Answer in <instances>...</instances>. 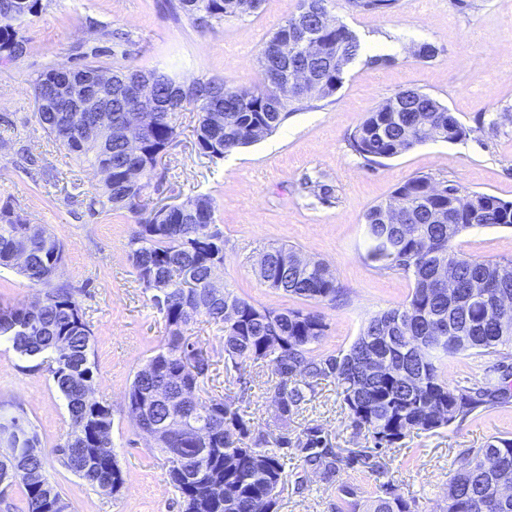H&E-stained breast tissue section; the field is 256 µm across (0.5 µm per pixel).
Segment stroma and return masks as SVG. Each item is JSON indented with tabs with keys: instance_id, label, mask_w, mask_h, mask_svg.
<instances>
[{
	"instance_id": "1",
	"label": "stroma",
	"mask_w": 512,
	"mask_h": 512,
	"mask_svg": "<svg viewBox=\"0 0 512 512\" xmlns=\"http://www.w3.org/2000/svg\"><path fill=\"white\" fill-rule=\"evenodd\" d=\"M38 14L18 26L27 51L0 61V207L8 205L28 223L47 229L64 246L59 282L80 294L92 330L96 363L94 396L112 409V450L124 484L106 496L63 468L53 453L70 430L66 401L51 376L0 344V404H20L38 434L44 475L68 503V512H182L168 468L131 418L127 392L142 369L167 342L165 322L139 284L127 256L134 230L123 210L90 214L89 198L98 176L77 163L33 118L32 84L48 67L77 64L84 56L106 69L131 66L157 70L185 81L221 78L249 90L262 81L257 56L262 44L299 0H262L252 13L205 30L188 18L174 19L164 0H41ZM331 15L352 30L361 51L349 65L332 104L293 114L271 135L213 164L194 147V108L177 112V137L157 170L152 205L182 202L207 193L216 205L224 235V265L218 281L233 294L265 308L318 311L327 329L314 350L348 349L367 320L402 306L413 277L382 272L368 258L364 222L374 205L391 200L409 178L426 174L453 180L471 191L512 202V0H398L392 14L362 11L349 0H333ZM128 33V55L113 53V30ZM397 44L386 52V43ZM437 56L419 62L421 43ZM436 98L468 134L455 143L429 141L382 164L367 166L348 138L385 99L405 89ZM331 186L332 206L320 205L304 177ZM278 246L324 262L345 303L331 306L269 288L257 275L261 256ZM461 253L480 259H512V227H473L455 241ZM186 335L209 362L202 398L233 401L268 441L280 435L304 437L321 428L334 451L367 448L365 431L355 429L336 383L325 381L312 401L281 420L271 395L275 379L266 365L238 369L224 360V327L197 318ZM450 386L474 376L512 374V359L463 353L437 363ZM512 437V399L477 411L437 433H410L385 457L387 473L345 469L338 483L374 500L388 480L418 512H442L448 485L473 449L491 438ZM286 482L278 512H338V483L304 471L298 453L285 465Z\"/></svg>"
}]
</instances>
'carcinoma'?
Listing matches in <instances>:
<instances>
[{"label": "carcinoma", "mask_w": 512, "mask_h": 512, "mask_svg": "<svg viewBox=\"0 0 512 512\" xmlns=\"http://www.w3.org/2000/svg\"><path fill=\"white\" fill-rule=\"evenodd\" d=\"M41 0H11L12 13L0 12V59L20 57L25 40L16 24L37 14ZM332 0H300L298 12L272 34L258 53L266 70L288 65V58L271 55L273 45L288 43V32L301 24L315 27L322 12L330 11ZM360 9L391 13L398 0H349ZM174 18L184 15L196 20L200 12L217 23L244 12L242 0H177L169 4ZM320 52L314 57L301 54L293 63L320 76L318 89L306 99L288 94L286 86L263 80L253 90L236 88L225 81H202L200 89H185L180 97L167 87L158 95L168 106L145 113V155L143 172L136 182L124 178L125 149L112 131L115 120L131 101L112 97V111L106 113L98 140L76 138L81 117L77 112H51L40 105L47 94L46 82L54 68L33 82V118L68 154L96 168L104 164V143L110 158L106 175L100 178L101 193L87 203L97 207L124 209L131 214L136 230L130 236L128 259L143 288L162 315L168 333L166 346L148 364L153 371H138L128 390V403L150 400L148 418L162 429L157 449L162 454L177 448L189 460L200 454L191 433L169 435L166 424L174 417L187 421L214 423L207 461L186 478L168 469L171 484L181 498L182 512H277L285 467L282 450L293 448L303 465L328 482L338 481L341 467L384 473L379 457L368 452L342 456L327 446L318 427L310 428L305 439L293 442L282 435L278 450L267 449L265 435L253 428L235 404L224 398L203 399L199 379L209 364L197 371L182 372L185 362L198 354L184 336L185 329L199 317L224 324V358L233 367L248 362L266 363L277 379L274 394L280 398L278 417L288 419L310 401L315 384L335 379L341 386L344 409L352 424L366 430L376 449L401 447L416 430L435 433L455 421H463L489 404L509 399L504 387L490 382L449 387L438 375L436 359L467 351L476 354L507 353L512 357V310L504 315L503 329L497 318V301L512 299V259L485 260L466 256L455 248V240L475 226H512V202L470 191L454 181H436L429 176L409 178L394 191L399 217H388L390 204L371 207L365 215L371 256L381 262L379 269L401 272L414 278V288L405 304L379 312L367 321L350 348L336 354L316 355L312 345L324 336L326 323L317 311L270 310L224 292L211 298L206 285L212 269L207 250L200 241L212 239L211 246L224 253V235L216 227V206L207 193L184 201V211L147 209L145 199L156 188L159 162L177 136L168 108L189 104L200 114L194 127L198 153L211 161L272 134L295 112L309 108L312 100H328L343 85L345 71L358 56L357 36L343 23L318 33ZM466 136L448 107L417 89L398 92L377 110L367 114L349 138L352 151L367 164H378L428 141L455 143ZM29 224L10 207L0 209V268H10L9 257L16 246L25 244L29 261L21 276L40 288L43 306L34 315L23 306L0 307V340L11 343L22 358L45 369L64 397L71 430L54 448L62 467L109 495L124 483L112 447V409L99 402L86 403L80 390L94 382L91 361L92 331L76 293L55 282L51 268L62 264L63 244L27 237ZM299 254L292 248L274 247L259 261L263 283L304 300L336 304L343 296L335 277L321 262L297 264ZM452 270L459 286L473 281L485 285L483 303L466 312L457 299L448 298L440 286L438 270ZM241 310L237 323L227 324L224 307ZM446 324L451 331L439 335L435 327ZM375 354L393 364L389 375L370 373L362 360ZM39 444L38 434L20 407L0 417V493L14 484L15 472L26 468L39 474L24 483L26 512H68L69 505L43 474L44 458L27 449ZM490 454L499 455L498 466L481 469L471 463ZM512 485V438L495 437L473 450L470 465L463 467L449 485L443 512H512V495L497 498L485 510V500L498 487ZM382 495L361 510L355 489L340 485L348 512H414L411 503L395 492L389 482L380 485Z\"/></svg>", "instance_id": "carcinoma-1"}]
</instances>
